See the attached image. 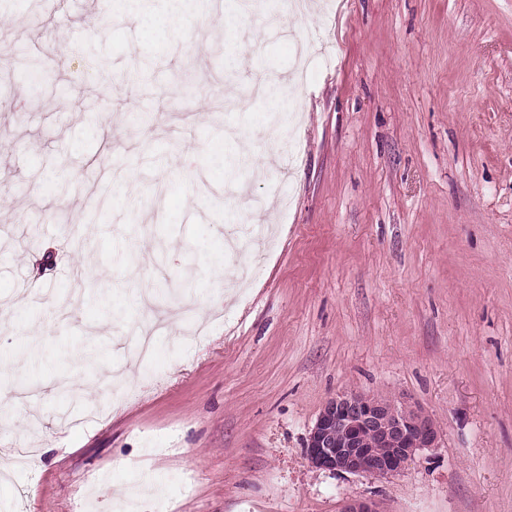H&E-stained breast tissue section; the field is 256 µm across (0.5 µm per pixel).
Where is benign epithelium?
<instances>
[{
	"mask_svg": "<svg viewBox=\"0 0 512 512\" xmlns=\"http://www.w3.org/2000/svg\"><path fill=\"white\" fill-rule=\"evenodd\" d=\"M437 427L409 399L342 390L328 399L308 433L309 464L333 474L390 477L418 451L436 448ZM341 512H381L373 499H347Z\"/></svg>",
	"mask_w": 512,
	"mask_h": 512,
	"instance_id": "7a95c632",
	"label": "benign epithelium"
}]
</instances>
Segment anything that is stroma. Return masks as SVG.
<instances>
[{
    "instance_id": "1",
    "label": "stroma",
    "mask_w": 512,
    "mask_h": 512,
    "mask_svg": "<svg viewBox=\"0 0 512 512\" xmlns=\"http://www.w3.org/2000/svg\"><path fill=\"white\" fill-rule=\"evenodd\" d=\"M312 2L226 30L192 0L167 38L118 6L89 28L92 0L0 5V44L45 66L33 90L0 62V512H123L146 484L157 512H512V0ZM255 73L289 84L291 132ZM231 225L272 228L243 281L216 269ZM146 287L183 331L129 368ZM344 389L410 398L438 447L388 478L313 468Z\"/></svg>"
}]
</instances>
